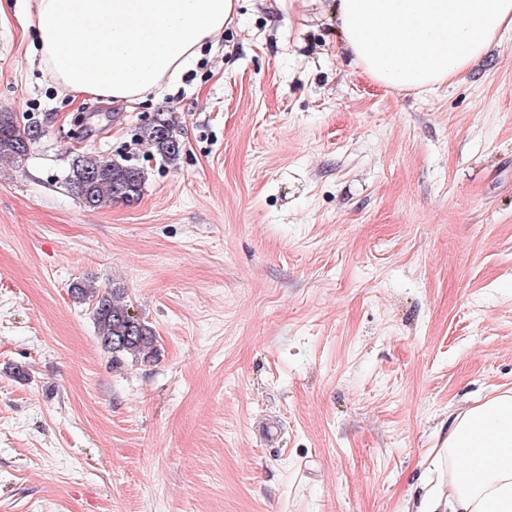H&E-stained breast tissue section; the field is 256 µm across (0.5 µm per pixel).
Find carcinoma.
<instances>
[{"label": "carcinoma", "instance_id": "carcinoma-1", "mask_svg": "<svg viewBox=\"0 0 512 512\" xmlns=\"http://www.w3.org/2000/svg\"><path fill=\"white\" fill-rule=\"evenodd\" d=\"M141 141L168 164L176 163L183 151L178 125L168 112L156 114L141 131ZM34 144L31 129L20 126L15 113L0 110V157L23 160ZM145 182L144 168L92 154L76 156L62 177L64 187L90 209L112 202L133 204L139 200ZM72 294L92 305L98 339L112 353V361L150 363L158 359L160 348L155 332L143 319L130 317L124 289L102 291L88 281L74 285Z\"/></svg>", "mask_w": 512, "mask_h": 512}]
</instances>
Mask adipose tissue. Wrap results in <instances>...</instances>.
<instances>
[{"instance_id":"1","label":"adipose tissue","mask_w":512,"mask_h":512,"mask_svg":"<svg viewBox=\"0 0 512 512\" xmlns=\"http://www.w3.org/2000/svg\"><path fill=\"white\" fill-rule=\"evenodd\" d=\"M235 0H36L42 63L58 87L132 103L192 66ZM344 51L379 84L427 91L464 74L502 31L512 0H334ZM416 512H512V391L459 410Z\"/></svg>"}]
</instances>
